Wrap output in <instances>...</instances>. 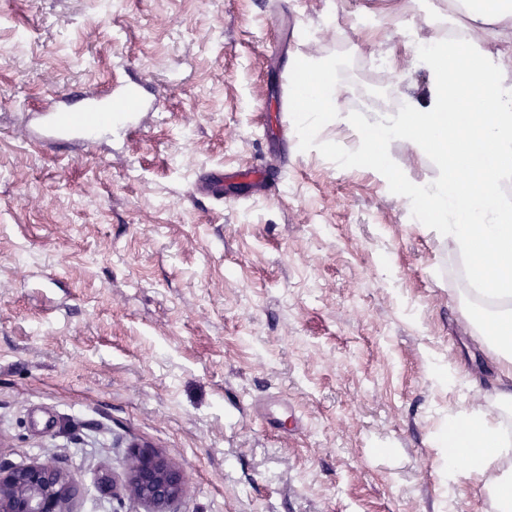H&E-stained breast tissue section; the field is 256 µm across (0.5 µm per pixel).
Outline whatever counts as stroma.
<instances>
[{
  "mask_svg": "<svg viewBox=\"0 0 512 512\" xmlns=\"http://www.w3.org/2000/svg\"><path fill=\"white\" fill-rule=\"evenodd\" d=\"M411 26L438 34L420 0H0V457L64 456L78 512H144L136 449L184 471L175 512H492L439 446L497 383L461 261L371 162L342 166L350 127L261 135L306 57L354 102L426 94ZM113 73L159 103L138 139L20 140L28 106ZM246 165L279 192L195 194Z\"/></svg>",
  "mask_w": 512,
  "mask_h": 512,
  "instance_id": "35a3bbf8",
  "label": "stroma"
}]
</instances>
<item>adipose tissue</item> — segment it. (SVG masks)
<instances>
[{
	"instance_id": "obj_1",
	"label": "adipose tissue",
	"mask_w": 512,
	"mask_h": 512,
	"mask_svg": "<svg viewBox=\"0 0 512 512\" xmlns=\"http://www.w3.org/2000/svg\"><path fill=\"white\" fill-rule=\"evenodd\" d=\"M424 12L429 24L448 23L420 57L432 76L426 95L351 112L335 61L308 59L297 71V109L311 131L351 126L359 157L381 172L397 141L433 166L425 182L398 179V196L424 206L462 259V316L502 376L490 408L473 404L450 417L440 445L449 474L480 480L493 512H512V0H447L442 9L426 0Z\"/></svg>"
}]
</instances>
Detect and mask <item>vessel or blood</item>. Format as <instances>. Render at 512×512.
Here are the masks:
<instances>
[{"label":"vessel or blood","instance_id":"vessel-or-blood-1","mask_svg":"<svg viewBox=\"0 0 512 512\" xmlns=\"http://www.w3.org/2000/svg\"><path fill=\"white\" fill-rule=\"evenodd\" d=\"M122 102L120 114H113L114 102ZM147 106L146 100L133 87L114 82L87 97L83 110L78 114H68L64 105L50 101L39 110L37 125H23L21 131L32 143L51 142L64 145L71 141L83 147L96 144L103 134L112 128H120L128 136L141 133V115ZM273 181L272 173L260 166H244L235 169H222L211 173L198 185L199 191L215 200H223L230 186H242L248 195H264Z\"/></svg>","mask_w":512,"mask_h":512}]
</instances>
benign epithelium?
Returning a JSON list of instances; mask_svg holds the SVG:
<instances>
[{
	"label": "benign epithelium",
	"instance_id": "benign-epithelium-1",
	"mask_svg": "<svg viewBox=\"0 0 512 512\" xmlns=\"http://www.w3.org/2000/svg\"><path fill=\"white\" fill-rule=\"evenodd\" d=\"M186 476L171 458L142 452L133 456L125 479L127 493L145 512H172ZM80 488L66 459L54 456L16 465L0 457V512H76Z\"/></svg>",
	"mask_w": 512,
	"mask_h": 512
}]
</instances>
